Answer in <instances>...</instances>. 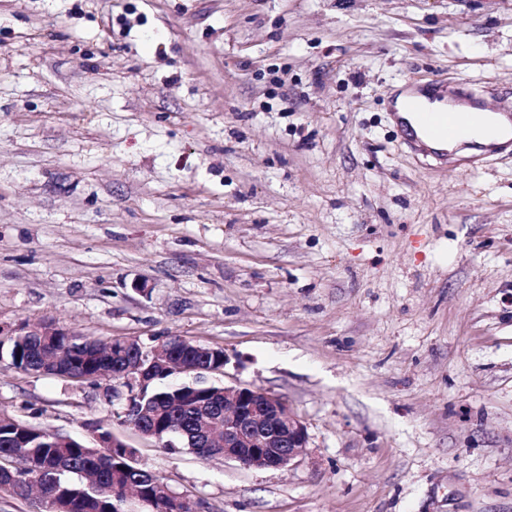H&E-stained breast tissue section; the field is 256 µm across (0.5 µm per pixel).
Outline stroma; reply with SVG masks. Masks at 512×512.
I'll list each match as a JSON object with an SVG mask.
<instances>
[{
  "instance_id": "obj_1",
  "label": "stroma",
  "mask_w": 512,
  "mask_h": 512,
  "mask_svg": "<svg viewBox=\"0 0 512 512\" xmlns=\"http://www.w3.org/2000/svg\"><path fill=\"white\" fill-rule=\"evenodd\" d=\"M512 101V0H0V324L220 347L308 446L246 469L0 365L199 512H512V152L423 165L398 85Z\"/></svg>"
}]
</instances>
